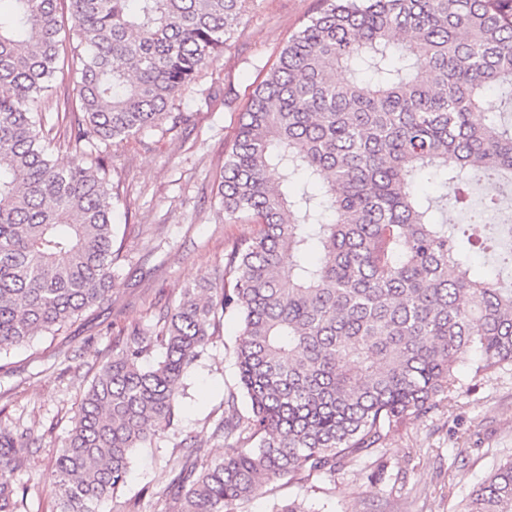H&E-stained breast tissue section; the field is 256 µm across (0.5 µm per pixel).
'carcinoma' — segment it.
<instances>
[{
    "label": "carcinoma",
    "instance_id": "1",
    "mask_svg": "<svg viewBox=\"0 0 512 512\" xmlns=\"http://www.w3.org/2000/svg\"><path fill=\"white\" fill-rule=\"evenodd\" d=\"M0 11V358L108 300L119 251L106 146L163 120L213 62L247 0H57ZM69 69L78 106L58 112L75 154L53 159L42 105ZM500 108L483 111L484 96ZM424 173L441 193L421 196ZM512 184V0H322L253 91L218 186L224 214L257 229L224 274L184 289L156 337L133 334L83 395L55 455L58 512H98L130 453L175 419L180 384L226 313L242 330L238 386L213 435L219 459L174 444V512H233L286 479L334 475L475 376L512 366V288L478 278L465 248L492 244L446 218L470 177ZM471 211L482 224L499 209ZM155 363L146 362L154 348ZM247 411L238 409V398ZM39 437L0 423V512H27L16 474ZM460 512H512V458Z\"/></svg>",
    "mask_w": 512,
    "mask_h": 512
}]
</instances>
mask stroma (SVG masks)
<instances>
[{
  "mask_svg": "<svg viewBox=\"0 0 512 512\" xmlns=\"http://www.w3.org/2000/svg\"><path fill=\"white\" fill-rule=\"evenodd\" d=\"M319 6L320 0H250L223 54L175 100L172 109L186 123L170 133L145 130L107 151L121 246L109 300L62 335L38 338L0 363V422L34 427L41 437L32 462L17 474L36 488L29 512H56L48 475L57 447L115 342L135 328L156 335L160 312L201 277L222 274L234 244L255 231L248 218H225L219 177L251 92ZM240 330L236 317L221 319L218 336L183 380L173 427L155 447L133 451L119 499L140 497L147 487L140 512H172L162 491L174 443L188 437L212 458L224 454L226 441L212 431L236 384ZM458 370L468 389L452 404L406 421L372 456L308 487L272 482L267 494L236 512H272L288 498L308 512H459L472 488L512 458V367L477 378L468 364Z\"/></svg>",
  "mask_w": 512,
  "mask_h": 512,
  "instance_id": "35a3bbf8",
  "label": "stroma"
}]
</instances>
